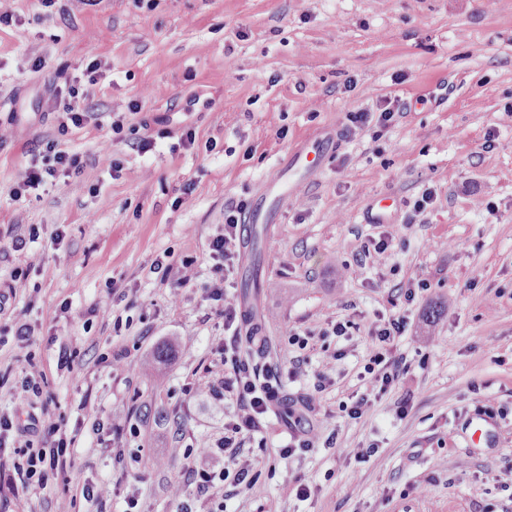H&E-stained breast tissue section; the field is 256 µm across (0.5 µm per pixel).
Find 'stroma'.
Instances as JSON below:
<instances>
[{"mask_svg": "<svg viewBox=\"0 0 512 512\" xmlns=\"http://www.w3.org/2000/svg\"><path fill=\"white\" fill-rule=\"evenodd\" d=\"M0 14V291L30 268L0 313V414L53 415L74 439L63 479L20 491L23 440L9 434L0 512H56L99 480L111 500L79 512H126L132 498L138 512H177L171 482L232 469L219 443L238 403L215 393L232 373L213 297L225 284L241 311L262 312L282 389L240 439L252 486L188 488L193 512H264L272 499L278 512H512V0H0ZM70 86L87 116L64 132L55 91ZM389 102L400 112L387 126L343 135L347 113ZM52 148L81 172L15 195ZM299 149L289 188L268 193ZM386 197L389 222L366 223ZM255 204L272 209L254 227L256 300L250 238L226 283L209 250L225 212ZM383 235L390 249L365 256ZM185 256L195 277L174 295L153 266ZM392 315L406 321L393 346L404 368L349 418L370 330ZM167 344L172 356L145 370ZM32 363L43 397L26 405L13 389ZM287 407L318 443L284 457Z\"/></svg>", "mask_w": 512, "mask_h": 512, "instance_id": "1", "label": "stroma"}]
</instances>
